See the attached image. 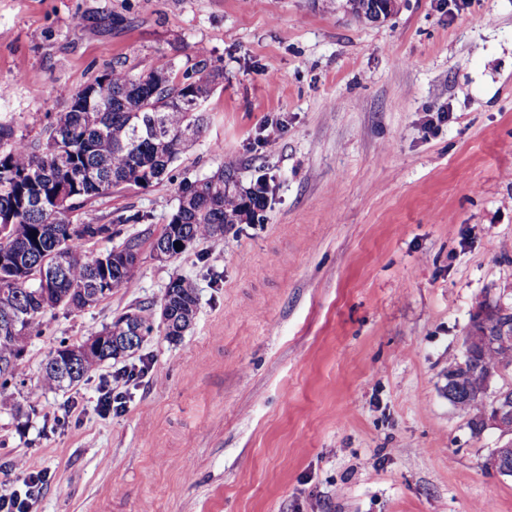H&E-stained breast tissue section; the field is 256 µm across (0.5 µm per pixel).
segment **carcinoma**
Segmentation results:
<instances>
[{"label":"carcinoma","mask_w":512,"mask_h":512,"mask_svg":"<svg viewBox=\"0 0 512 512\" xmlns=\"http://www.w3.org/2000/svg\"><path fill=\"white\" fill-rule=\"evenodd\" d=\"M388 6L389 0H342L346 12L368 22L376 21ZM211 91L203 67L180 77L167 63L137 77L114 67L86 86L67 91V110L49 124L44 140L28 142L15 137L12 127L0 125V213L12 216L10 223H0L1 393L16 380L26 340L40 334L48 313L58 308L81 311L89 289H127L137 281V244L130 240L107 250L117 261L102 266L86 245L95 238L110 241L119 230L112 223L82 219L80 210L114 190L160 183L186 144L203 131L202 104L191 111L184 100H205ZM154 121L169 133L163 155L155 150ZM230 182L228 167L181 182L176 209L152 243L153 252L177 243L179 250L169 254L174 258L199 240L224 239L242 217L251 219L265 210V184L243 188ZM61 194L68 197L69 206L54 224L45 223L43 212L30 207L34 197L50 204ZM197 307L193 283L171 280L160 306L165 336H182ZM505 326L512 331V313L486 309L481 318L470 319L461 355L448 359V401L468 416L481 411L490 375L500 368L512 371V337L499 338ZM152 331L149 317L138 314L125 321L120 315L90 333L104 338L103 344L72 368L69 355L76 345L62 340L48 353L56 360H44L39 385L71 390L104 362L133 354Z\"/></svg>","instance_id":"carcinoma-1"}]
</instances>
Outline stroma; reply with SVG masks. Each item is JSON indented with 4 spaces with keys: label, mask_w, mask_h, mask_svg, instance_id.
<instances>
[{
    "label": "stroma",
    "mask_w": 512,
    "mask_h": 512,
    "mask_svg": "<svg viewBox=\"0 0 512 512\" xmlns=\"http://www.w3.org/2000/svg\"><path fill=\"white\" fill-rule=\"evenodd\" d=\"M0 30V124L28 141L66 110L59 87L114 64L217 76L163 182L86 206L143 214L93 247L137 239L139 278L29 339L0 394V495L32 512H512V477L481 466L499 431L474 436L444 389L476 304L512 306V0H397L375 23L339 0H0ZM223 164L267 183L261 219L157 259L182 179ZM176 277L199 298L183 336L155 325L76 389L38 390L60 339L158 310Z\"/></svg>",
    "instance_id": "35a3bbf8"
}]
</instances>
